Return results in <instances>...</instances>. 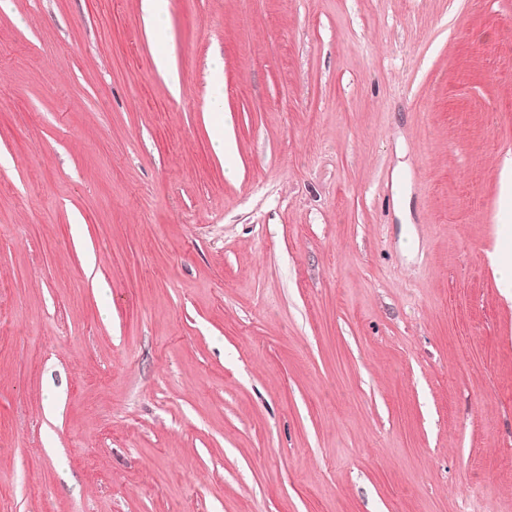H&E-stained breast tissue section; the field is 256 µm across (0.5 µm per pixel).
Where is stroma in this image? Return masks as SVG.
Instances as JSON below:
<instances>
[{
    "instance_id": "obj_1",
    "label": "stroma",
    "mask_w": 512,
    "mask_h": 512,
    "mask_svg": "<svg viewBox=\"0 0 512 512\" xmlns=\"http://www.w3.org/2000/svg\"><path fill=\"white\" fill-rule=\"evenodd\" d=\"M166 30L0 7V512H512V0ZM169 0H142L144 19L149 25L157 51L154 57L155 66L168 73L173 89L179 90V76L170 68V51L167 47L165 22ZM214 118L213 147L217 154L227 155L232 151V145L224 141V66L216 61L211 69L210 98L206 106Z\"/></svg>"
}]
</instances>
